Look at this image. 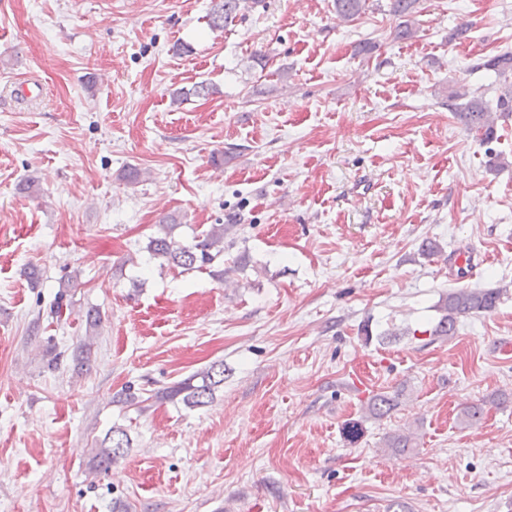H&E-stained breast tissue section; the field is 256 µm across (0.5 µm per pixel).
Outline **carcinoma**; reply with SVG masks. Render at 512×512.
Here are the masks:
<instances>
[{
  "label": "carcinoma",
  "instance_id": "obj_1",
  "mask_svg": "<svg viewBox=\"0 0 512 512\" xmlns=\"http://www.w3.org/2000/svg\"><path fill=\"white\" fill-rule=\"evenodd\" d=\"M258 3L260 0H217L210 14L209 26L213 29L224 28L237 13L248 7L249 3ZM366 0H336V10L345 18L351 20L364 10ZM481 67L495 72L500 77L512 74V52L505 51L484 63ZM464 94L456 92L448 97L451 101L449 107L458 111V116L464 125L471 131L481 135L486 141L493 134V119L490 111L479 99L473 98L465 104H458L456 100ZM176 221L166 218L159 224L157 235L148 240L149 254L173 268H180L184 272L200 271L224 264V233L234 228L232 224H212L206 230L195 235L191 242L181 243L172 237V226ZM501 298V290H468L459 289L446 294L438 306L441 317L431 329L430 336L450 338L454 336L456 325L460 318L487 313L495 309ZM224 383V365H212L201 370L184 382L163 393V397L173 399L182 397V401L190 406H203L213 398L215 389ZM400 394L389 395L378 393L368 404L369 414L381 418L390 412L399 403ZM484 415V404H472L465 407L460 414V421L466 426L477 425ZM130 440L125 430L115 428L108 432L99 446L92 449L90 470L101 473L116 463L129 447ZM385 447L395 453H407L415 448V435L412 432L387 436Z\"/></svg>",
  "mask_w": 512,
  "mask_h": 512
}]
</instances>
